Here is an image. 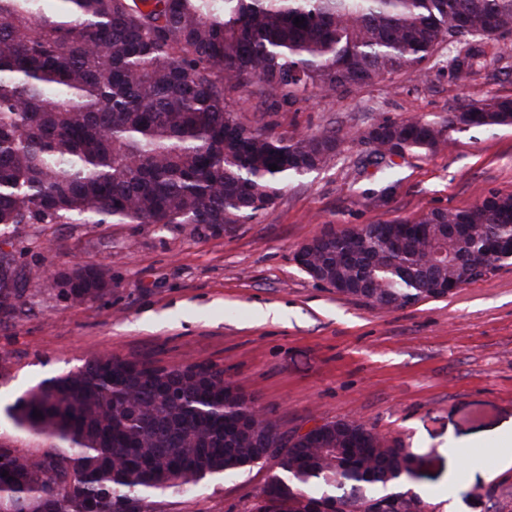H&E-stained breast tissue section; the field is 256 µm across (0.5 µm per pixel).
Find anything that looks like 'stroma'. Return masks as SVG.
Instances as JSON below:
<instances>
[{"mask_svg":"<svg viewBox=\"0 0 512 512\" xmlns=\"http://www.w3.org/2000/svg\"><path fill=\"white\" fill-rule=\"evenodd\" d=\"M512 97V67L495 80L448 75L440 56L337 98L294 106L247 93L242 120L298 137L335 126L349 140L333 161L284 189L274 205L229 232L190 224H35L29 267L50 261L105 266L112 291L69 305L44 289L19 318L0 323V433L38 454L5 408L42 380L109 353L160 366L214 364L283 429L358 419L420 462L405 483L426 512H512V264L442 299L388 310L336 294L294 256L327 232L462 209L512 192V128L454 130L435 152L395 159L393 178L368 165L354 132L390 119H441L461 104ZM278 316L263 319L262 311ZM469 445L476 469L457 465L450 440ZM273 462L155 492L164 512H251Z\"/></svg>","mask_w":512,"mask_h":512,"instance_id":"obj_1","label":"stroma"}]
</instances>
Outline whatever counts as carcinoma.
I'll return each mask as SVG.
<instances>
[{"instance_id": "cac0c4a2", "label": "carcinoma", "mask_w": 512, "mask_h": 512, "mask_svg": "<svg viewBox=\"0 0 512 512\" xmlns=\"http://www.w3.org/2000/svg\"><path fill=\"white\" fill-rule=\"evenodd\" d=\"M0 0V239L25 224H196L230 231L337 157L336 129L297 140L240 120L241 93L335 98L452 49L466 83L499 70L512 0ZM303 20L297 26L295 19ZM512 127V98L435 119L384 120L362 140L387 172L450 129ZM277 165L271 170L269 166ZM461 231L452 235L448 225ZM0 255V322L43 288L72 304L112 290L101 265L46 276ZM512 262V194L317 237L299 266L336 293L398 310ZM41 416H33V412ZM38 455L0 439V512H160L151 492L230 475L272 449L255 512H420L398 490L415 461L357 420L282 430L215 366L94 355L6 409ZM8 476H2V473Z\"/></svg>"}]
</instances>
